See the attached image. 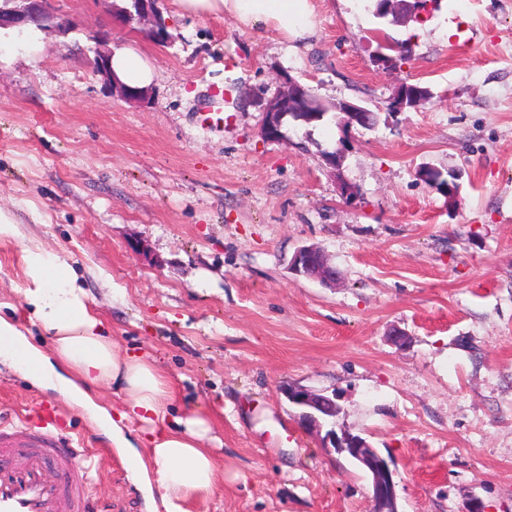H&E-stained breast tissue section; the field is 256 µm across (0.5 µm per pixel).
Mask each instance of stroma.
<instances>
[{"label": "stroma", "mask_w": 512, "mask_h": 512, "mask_svg": "<svg viewBox=\"0 0 512 512\" xmlns=\"http://www.w3.org/2000/svg\"><path fill=\"white\" fill-rule=\"evenodd\" d=\"M125 3L51 0L68 31L0 34V217L18 230L0 240V316L44 340L20 293L27 246L76 269L120 348L156 358L176 410L212 413L224 485L188 512H370L369 474L305 428L288 385L334 397L331 428L388 462L399 512L474 498L512 512V0H427L399 23L376 0H316L296 47L176 0H158L160 46L149 23L110 29ZM384 41L409 60L375 63ZM99 48L142 58L144 99L94 74ZM290 77L326 113L265 140L264 107ZM404 84L432 96L390 111ZM344 101L374 127L346 125ZM304 245L336 285L291 273ZM34 408L111 451L89 475L98 512H146L88 417L0 366V420Z\"/></svg>", "instance_id": "1"}]
</instances>
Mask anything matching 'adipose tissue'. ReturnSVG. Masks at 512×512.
Returning a JSON list of instances; mask_svg holds the SVG:
<instances>
[{
	"instance_id": "ef3b65f1",
	"label": "adipose tissue",
	"mask_w": 512,
	"mask_h": 512,
	"mask_svg": "<svg viewBox=\"0 0 512 512\" xmlns=\"http://www.w3.org/2000/svg\"><path fill=\"white\" fill-rule=\"evenodd\" d=\"M192 16H233L253 29L274 26L289 41L312 32L313 0H177ZM27 308L51 338L43 350L17 326L0 317V365L32 385L56 392L86 413L125 455L129 479L146 493H158L165 512H186L192 500L211 498L224 481L207 443L211 419L204 408L175 415L174 390L147 353L121 351L110 336L73 267L41 248L23 254ZM124 394L120 411L110 412L93 397L101 386Z\"/></svg>"
}]
</instances>
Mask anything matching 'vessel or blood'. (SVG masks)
Here are the masks:
<instances>
[{
    "instance_id": "b4317fda",
    "label": "vessel or blood",
    "mask_w": 512,
    "mask_h": 512,
    "mask_svg": "<svg viewBox=\"0 0 512 512\" xmlns=\"http://www.w3.org/2000/svg\"><path fill=\"white\" fill-rule=\"evenodd\" d=\"M18 454L25 468L12 466ZM100 462L63 433L0 422V512H90L82 474Z\"/></svg>"
}]
</instances>
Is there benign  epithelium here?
I'll return each mask as SVG.
<instances>
[{
    "label": "benign epithelium",
    "instance_id": "benign-epithelium-1",
    "mask_svg": "<svg viewBox=\"0 0 512 512\" xmlns=\"http://www.w3.org/2000/svg\"><path fill=\"white\" fill-rule=\"evenodd\" d=\"M50 0H14V5L0 9V28L4 26H21L29 23L43 28L61 29L57 14L49 8ZM150 18L153 20L152 37L159 43L169 39L166 24L161 21L155 9V0H130L129 6L114 15V23L121 28L135 20ZM94 72L114 81L112 73V54L96 53ZM424 101L421 89L409 94L399 89L393 98L392 108L401 111L406 107H414ZM323 109L322 104L306 86L288 79L286 87L269 100L265 108L266 121L262 127V136L270 141H281V123L284 113L292 112L299 115V120L310 123L315 120V111ZM338 110L351 125H371L372 112L366 107L355 103H342ZM292 273L305 278L317 280L324 285H334L333 272L328 268L325 254L319 248L310 245L299 248L289 262ZM282 393L290 403L301 408L300 417L308 428L318 430L322 421L328 416H336L337 406L333 399L300 387H285ZM327 439L333 447L347 452L355 459L371 477L370 502L371 512H390L397 502L396 483L393 472L386 460L364 439L348 432L336 435L329 431Z\"/></svg>",
    "mask_w": 512,
    "mask_h": 512
}]
</instances>
